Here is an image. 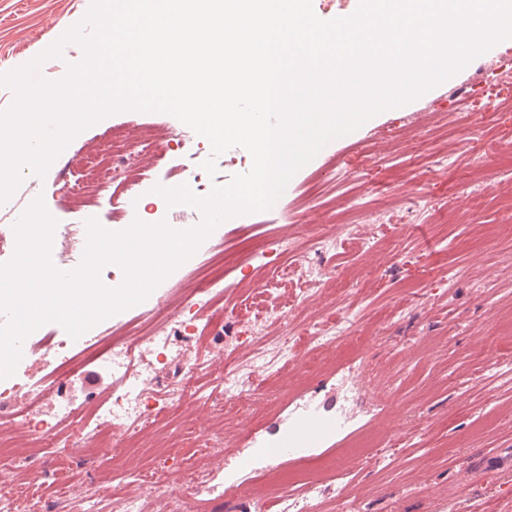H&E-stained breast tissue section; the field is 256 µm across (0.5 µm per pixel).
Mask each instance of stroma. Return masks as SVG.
I'll return each mask as SVG.
<instances>
[{
  "label": "stroma",
  "mask_w": 512,
  "mask_h": 512,
  "mask_svg": "<svg viewBox=\"0 0 512 512\" xmlns=\"http://www.w3.org/2000/svg\"><path fill=\"white\" fill-rule=\"evenodd\" d=\"M92 0H0V74L22 67L85 17ZM512 38L496 43L458 73L399 108L326 144L290 180L273 211L221 222L141 303L92 326L88 342H106L165 317L182 323L137 354L146 378L144 400L179 392V413L149 427L137 448L116 458L106 442L71 454L76 421L58 419L59 406L87 412L106 399L118 376L93 353L73 346L56 322L34 340L65 345L22 355L12 376L37 384L66 380L29 405L25 394L0 395V423L32 406L45 423L33 442L37 460L0 456V478L23 485L19 512H295L297 485L282 482L255 434L270 436L290 398L305 396L341 409L350 429L399 438L382 457L345 449L314 452L329 460L309 486L310 512H512V152L500 108L487 102L493 83H512V69L493 68ZM84 56L65 44L59 69L41 61L39 78L57 82ZM476 92L479 115L461 111ZM159 145L183 135L185 150L147 156L142 167L104 195L70 202L67 184L90 173L113 136L140 151L142 128ZM215 159L216 172L202 164ZM250 154L234 147L213 155L209 141L176 117L124 110L78 134L45 175L23 168L0 203V235L36 199H43L65 247L51 252L56 268L82 263L86 222L112 232L128 224L166 222L175 231L199 225L202 212L168 205L155 185H188L200 197L249 171ZM222 261L224 324H209L207 305L187 292ZM324 359V368L292 378L291 349ZM194 363L186 379L185 363ZM192 392H184L185 381ZM213 448L199 461L201 477L181 472L200 444ZM252 458L242 480L240 456ZM156 487L144 489L139 473ZM80 495L59 498L61 483Z\"/></svg>",
  "instance_id": "stroma-1"
}]
</instances>
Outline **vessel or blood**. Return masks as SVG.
<instances>
[{
	"label": "vessel or blood",
	"instance_id": "1",
	"mask_svg": "<svg viewBox=\"0 0 512 512\" xmlns=\"http://www.w3.org/2000/svg\"><path fill=\"white\" fill-rule=\"evenodd\" d=\"M349 440L344 420L309 404L290 409L278 423V435L260 447L277 465L311 457L317 448H342Z\"/></svg>",
	"mask_w": 512,
	"mask_h": 512
}]
</instances>
